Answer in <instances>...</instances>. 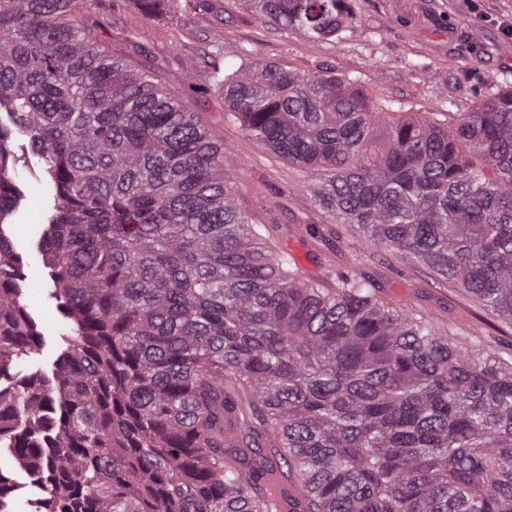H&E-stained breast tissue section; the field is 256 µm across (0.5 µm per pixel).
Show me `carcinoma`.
I'll return each mask as SVG.
<instances>
[{
  "label": "carcinoma",
  "mask_w": 512,
  "mask_h": 512,
  "mask_svg": "<svg viewBox=\"0 0 512 512\" xmlns=\"http://www.w3.org/2000/svg\"><path fill=\"white\" fill-rule=\"evenodd\" d=\"M151 20L177 0H133ZM340 40L347 0H246ZM94 0H0V225L10 140L54 188L40 250L68 320L50 377L0 388L37 512H512V347L465 348L351 271L323 285L238 211L229 151L162 79L103 46ZM228 120L314 204L512 322V86L455 121L383 110L355 78L226 70ZM0 229V377L41 345ZM292 499H299L298 492L288 489L282 484L279 474L276 470H272L268 476L265 486V496L268 503L275 510L274 512H288V496Z\"/></svg>",
  "instance_id": "cac0c4a2"
}]
</instances>
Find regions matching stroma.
I'll return each instance as SVG.
<instances>
[{
  "label": "stroma",
  "instance_id": "obj_1",
  "mask_svg": "<svg viewBox=\"0 0 512 512\" xmlns=\"http://www.w3.org/2000/svg\"><path fill=\"white\" fill-rule=\"evenodd\" d=\"M353 21L343 42H314L259 20L245 0H180L174 15L147 21L131 0H96L102 40L138 68L159 70L169 89L229 150L225 173L239 182L238 210L249 221L269 224L279 248L299 264L306 278L351 266L374 278L380 295L408 301L438 324L512 345V325L459 289L436 286L427 270L371 247L357 259L356 243L312 200L308 178L298 167L267 152L224 118V101L212 77L224 68L259 69L288 64L301 73L329 68L341 78H358L373 103L402 105L431 115L470 112L497 85L512 84V0H351ZM18 157L14 183L19 198L0 229L22 257L23 302L41 335L40 347L13 363L0 385L38 373L51 375L65 349L66 322L38 244L54 205V189L40 157L26 137L14 138ZM323 235L312 238L307 225ZM0 473L14 490L11 512H33L42 491L0 448Z\"/></svg>",
  "mask_w": 512,
  "mask_h": 512
}]
</instances>
